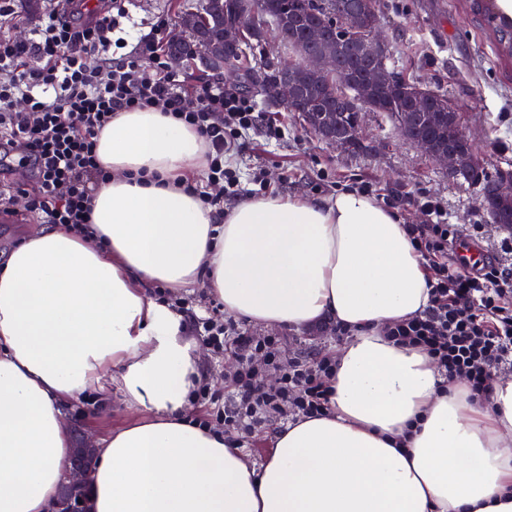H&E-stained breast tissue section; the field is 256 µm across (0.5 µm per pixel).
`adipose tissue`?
Returning a JSON list of instances; mask_svg holds the SVG:
<instances>
[{"label":"adipose tissue","mask_w":512,"mask_h":512,"mask_svg":"<svg viewBox=\"0 0 512 512\" xmlns=\"http://www.w3.org/2000/svg\"><path fill=\"white\" fill-rule=\"evenodd\" d=\"M207 152L161 108L116 113L90 233L36 230L0 261V512H49L73 448L65 409L108 385L146 417L101 440L91 512H512V379L476 402L424 348L383 333L430 300L397 211L348 188L221 213L194 187ZM153 284L205 285L263 327L347 329L330 413L249 463L189 416L204 368Z\"/></svg>","instance_id":"adipose-tissue-1"}]
</instances>
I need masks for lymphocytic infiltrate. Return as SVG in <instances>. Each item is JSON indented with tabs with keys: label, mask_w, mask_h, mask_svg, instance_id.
Wrapping results in <instances>:
<instances>
[{
	"label": "lymphocytic infiltrate",
	"mask_w": 512,
	"mask_h": 512,
	"mask_svg": "<svg viewBox=\"0 0 512 512\" xmlns=\"http://www.w3.org/2000/svg\"><path fill=\"white\" fill-rule=\"evenodd\" d=\"M124 14L122 0H106L89 18L78 9H51L28 40L17 41L10 32L25 19L11 0H0V144L34 172L39 189L30 209L79 234L88 232L91 197L108 178L96 148L114 113L159 106L194 126L209 144L208 179L216 184L230 177L224 157L235 147L236 130L253 121L251 101L240 93L181 88L166 61L168 18L123 58H113V34ZM421 206L428 223L406 231L429 272L431 301L385 334L426 347L445 378H467L472 398L482 400L493 370L512 373V264L490 260L469 268L449 260L456 225L438 202L426 198ZM200 331L214 349L229 345L237 356L224 376V404L212 413L233 445L244 446L257 428L329 411L333 356L289 359L280 337L213 317ZM272 370L280 373L274 386L265 382Z\"/></svg>",
	"instance_id": "f902f5d3"
}]
</instances>
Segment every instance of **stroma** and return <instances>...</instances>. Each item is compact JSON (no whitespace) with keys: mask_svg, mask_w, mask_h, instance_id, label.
<instances>
[{"mask_svg":"<svg viewBox=\"0 0 512 512\" xmlns=\"http://www.w3.org/2000/svg\"><path fill=\"white\" fill-rule=\"evenodd\" d=\"M199 0H127L128 17L123 22L127 44L147 34L153 23L166 17L177 20L181 11L194 9ZM387 65L420 87L446 93L460 116L473 154L491 176L512 173V62L502 59L495 40L476 21L464 0H376ZM224 89L250 97L255 118L250 129L238 136L239 147L227 155L241 197L252 196L256 178H264L270 194L326 197L336 191L372 184L379 193L402 201L399 213L404 223L424 224L427 214L417 206L415 195L437 201L449 223L461 234L481 225L479 244L487 256L501 255L499 241L507 227L493 223L482 203L478 184L450 177L447 171L421 155L404 139L393 122L381 112H366L359 149H336L319 140L297 113L266 102L259 83L230 79ZM280 127L269 137L267 121ZM7 180L19 193L0 199V211L12 210L23 217L19 224L0 223V252L10 251L29 231L43 227V215L29 211L36 182L26 168L8 170ZM173 303L186 317L223 316L224 304L208 288L197 285L172 291ZM287 357L334 352L341 346L333 331L317 327L303 332L286 328L275 331ZM142 413L130 410L119 392L102 399L98 390L66 411L68 427L91 441L139 420Z\"/></svg>","mask_w":512,"mask_h":512,"instance_id":"1","label":"stroma"}]
</instances>
